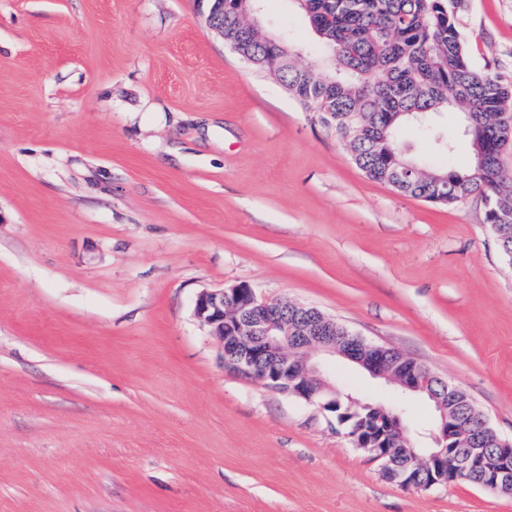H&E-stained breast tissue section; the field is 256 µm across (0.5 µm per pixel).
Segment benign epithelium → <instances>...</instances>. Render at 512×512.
<instances>
[{
    "instance_id": "1",
    "label": "benign epithelium",
    "mask_w": 512,
    "mask_h": 512,
    "mask_svg": "<svg viewBox=\"0 0 512 512\" xmlns=\"http://www.w3.org/2000/svg\"><path fill=\"white\" fill-rule=\"evenodd\" d=\"M210 2L207 27L222 38L224 0ZM287 311L288 304L261 300L246 284L205 289L194 305V316L220 344L224 365L270 388L318 402L328 412L336 411V386L329 381L326 361L336 356L392 385L400 400L413 395L429 400L438 414L430 431L433 446L414 456L412 465L394 466V450L412 443L400 413L391 407L371 406L380 429L378 437L351 436L354 446L378 462L389 481L413 490L447 487L462 468L477 476L478 487L512 495V438L500 437L485 421L476 447L467 449L456 458L455 467H450L454 449L448 447L453 432L448 412L469 400L465 391L399 350L337 324L316 308H310L302 322L289 321Z\"/></svg>"
}]
</instances>
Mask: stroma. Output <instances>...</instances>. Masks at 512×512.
<instances>
[{"mask_svg":"<svg viewBox=\"0 0 512 512\" xmlns=\"http://www.w3.org/2000/svg\"><path fill=\"white\" fill-rule=\"evenodd\" d=\"M208 6L0 0V512H512L389 482L194 318L237 284L317 308L512 438V261L483 196L368 180ZM265 18L315 66L292 0ZM458 24L478 72L512 75V0H465Z\"/></svg>","mask_w":512,"mask_h":512,"instance_id":"stroma-1","label":"stroma"}]
</instances>
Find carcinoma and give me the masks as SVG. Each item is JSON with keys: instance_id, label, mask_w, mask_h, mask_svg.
Here are the masks:
<instances>
[{"instance_id": "cac0c4a2", "label": "carcinoma", "mask_w": 512, "mask_h": 512, "mask_svg": "<svg viewBox=\"0 0 512 512\" xmlns=\"http://www.w3.org/2000/svg\"><path fill=\"white\" fill-rule=\"evenodd\" d=\"M320 44L330 50L323 72L297 63L288 45V65L279 67L278 49L250 23V6L224 0V37L239 56L266 61L288 94L306 112L332 113L331 128L367 178L387 183L406 162L415 166L403 195L450 205L473 193L488 201L486 223L500 247L512 250V225L495 227L497 213H512V177L500 160L512 147V82L477 72L456 25L462 0H294ZM460 113L469 129L470 155L456 160L457 139L440 120ZM410 125L421 149L408 154L398 135ZM481 151L485 169L473 176ZM336 413L354 426L370 410L336 393Z\"/></svg>"}]
</instances>
